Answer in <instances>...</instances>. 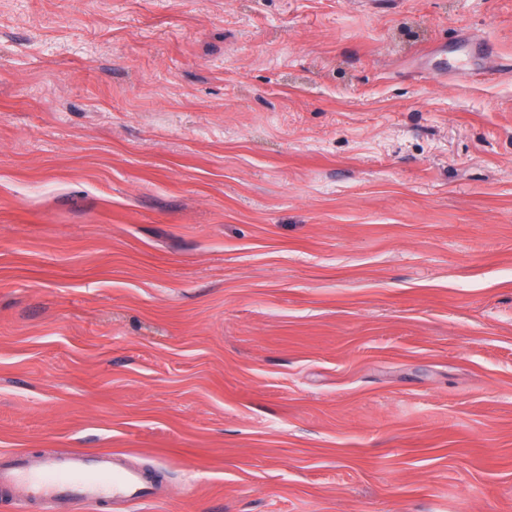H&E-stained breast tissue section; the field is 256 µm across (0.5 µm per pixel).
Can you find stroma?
Instances as JSON below:
<instances>
[{
    "instance_id": "35a3bbf8",
    "label": "stroma",
    "mask_w": 512,
    "mask_h": 512,
    "mask_svg": "<svg viewBox=\"0 0 512 512\" xmlns=\"http://www.w3.org/2000/svg\"><path fill=\"white\" fill-rule=\"evenodd\" d=\"M362 2L0 0V454L512 512V0Z\"/></svg>"
}]
</instances>
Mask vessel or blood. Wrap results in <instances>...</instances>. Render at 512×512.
<instances>
[{"label": "vessel or blood", "mask_w": 512, "mask_h": 512, "mask_svg": "<svg viewBox=\"0 0 512 512\" xmlns=\"http://www.w3.org/2000/svg\"><path fill=\"white\" fill-rule=\"evenodd\" d=\"M0 486L18 490L19 503H37L42 512H55V502L62 495L84 508L99 506L106 499L124 506L151 498L138 470L119 469L108 455L84 452L45 457L35 470L1 464Z\"/></svg>", "instance_id": "b4317fda"}]
</instances>
